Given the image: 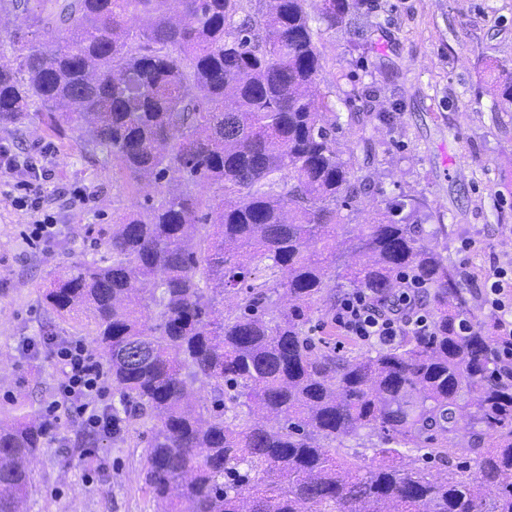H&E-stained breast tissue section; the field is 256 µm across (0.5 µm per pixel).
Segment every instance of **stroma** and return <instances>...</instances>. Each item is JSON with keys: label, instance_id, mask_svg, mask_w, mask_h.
<instances>
[{"label": "stroma", "instance_id": "35a3bbf8", "mask_svg": "<svg viewBox=\"0 0 512 512\" xmlns=\"http://www.w3.org/2000/svg\"><path fill=\"white\" fill-rule=\"evenodd\" d=\"M361 25L372 31L362 43L345 28L324 32V59L317 88L330 94L340 116L349 99L373 97L376 111L393 115V124L368 127L376 155L370 171L376 192L353 224L366 223L381 201L400 195L419 203L424 228L445 225L439 238L455 265L474 311H481L484 275L512 264V247L503 246L512 229V126L493 120L494 100L483 75L494 63L512 71V0H376ZM0 147L23 165L24 179L41 183L39 206L56 226L54 236L35 243L33 217L18 204L19 190L0 184V363L10 378L0 385V414L16 398L28 411L44 414L55 399L61 373L43 340L86 339L88 331L46 307L43 291L51 273L77 259L100 258L96 240L112 219L134 209L140 198L100 158L81 152L73 136L52 133L42 112L22 123L0 125ZM48 181H41L42 172ZM473 240L475 249L461 244ZM40 337L34 349L20 341ZM54 440L41 449L32 467L35 485L28 512H71L75 491L83 493L82 512H154L140 471L153 427L131 421L123 439H106L86 464L79 421L60 409Z\"/></svg>", "mask_w": 512, "mask_h": 512}]
</instances>
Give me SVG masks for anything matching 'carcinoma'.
<instances>
[{
  "instance_id": "cac0c4a2",
  "label": "carcinoma",
  "mask_w": 512,
  "mask_h": 512,
  "mask_svg": "<svg viewBox=\"0 0 512 512\" xmlns=\"http://www.w3.org/2000/svg\"><path fill=\"white\" fill-rule=\"evenodd\" d=\"M242 2L0 0V15L26 22L0 55V123L41 104L52 132L76 134L131 189L151 187L102 231L100 261L70 263L44 293L57 314L87 315L118 394L112 437L154 421L142 480L156 512H512V341L491 335L448 257L425 244L445 225L401 216L415 200L346 222L341 209L374 185L336 151L311 0ZM319 2L330 27L374 9ZM504 70L486 75L498 122L512 118ZM371 122L348 115L368 157ZM204 183L220 192L206 213ZM406 276L430 305L426 333L356 356L307 334L336 308L329 282L387 309ZM363 428L382 438L377 463L336 457L333 444ZM45 444L40 416L19 406L0 418V512H24ZM463 446L477 464L465 480L402 452L447 460Z\"/></svg>"
}]
</instances>
